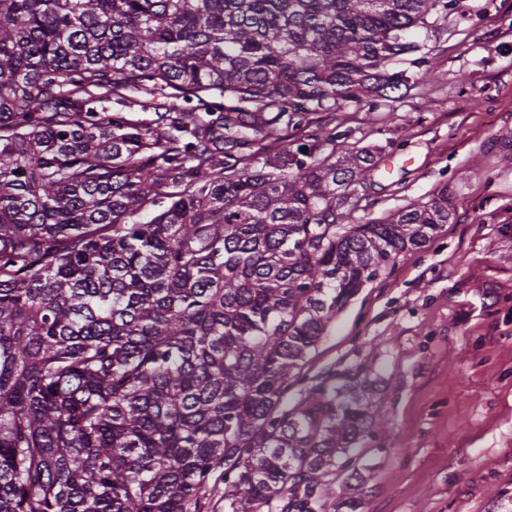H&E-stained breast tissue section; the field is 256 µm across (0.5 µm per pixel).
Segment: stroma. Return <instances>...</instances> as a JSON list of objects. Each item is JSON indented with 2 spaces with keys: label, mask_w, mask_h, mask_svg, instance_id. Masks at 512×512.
Returning a JSON list of instances; mask_svg holds the SVG:
<instances>
[{
  "label": "stroma",
  "mask_w": 512,
  "mask_h": 512,
  "mask_svg": "<svg viewBox=\"0 0 512 512\" xmlns=\"http://www.w3.org/2000/svg\"><path fill=\"white\" fill-rule=\"evenodd\" d=\"M440 80L376 110L327 117L375 154L365 224L448 189L452 212L328 323L295 385L360 375L385 430L360 445L359 481L331 476L356 512H512V0H463L426 40Z\"/></svg>",
  "instance_id": "obj_1"
}]
</instances>
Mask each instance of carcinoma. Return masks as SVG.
<instances>
[{"instance_id": "obj_1", "label": "carcinoma", "mask_w": 512, "mask_h": 512, "mask_svg": "<svg viewBox=\"0 0 512 512\" xmlns=\"http://www.w3.org/2000/svg\"><path fill=\"white\" fill-rule=\"evenodd\" d=\"M460 3L0 0V512H204L220 483L326 512L358 479L366 381L288 391L451 212L445 185L346 223L375 155L321 116L416 88L410 32Z\"/></svg>"}]
</instances>
